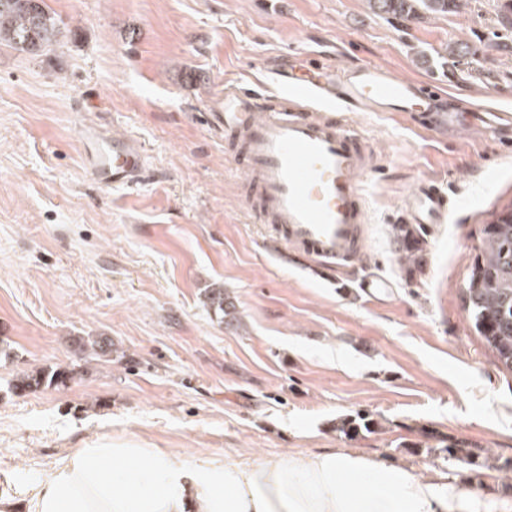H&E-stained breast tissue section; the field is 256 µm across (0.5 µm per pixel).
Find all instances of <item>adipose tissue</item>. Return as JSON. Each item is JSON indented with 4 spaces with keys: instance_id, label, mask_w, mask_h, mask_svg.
<instances>
[{
    "instance_id": "ef3b65f1",
    "label": "adipose tissue",
    "mask_w": 512,
    "mask_h": 512,
    "mask_svg": "<svg viewBox=\"0 0 512 512\" xmlns=\"http://www.w3.org/2000/svg\"><path fill=\"white\" fill-rule=\"evenodd\" d=\"M474 494L428 474L339 449L207 454L193 461L134 436H99L0 512H459Z\"/></svg>"
}]
</instances>
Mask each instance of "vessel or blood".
<instances>
[{
  "label": "vessel or blood",
  "instance_id": "1",
  "mask_svg": "<svg viewBox=\"0 0 512 512\" xmlns=\"http://www.w3.org/2000/svg\"><path fill=\"white\" fill-rule=\"evenodd\" d=\"M279 80L297 95L288 106L225 87L214 108L224 136L240 140L236 165L254 191L259 223L284 243L327 268L345 265L360 249L366 222L360 179L371 147L351 118L355 112H423L433 130L457 129L443 109L441 90L392 76L374 64L326 73L314 64L284 68ZM81 141L91 178L105 187L140 182L144 150L130 136L83 127ZM409 224L452 220L451 201L435 181L419 183L405 198Z\"/></svg>",
  "mask_w": 512,
  "mask_h": 512
}]
</instances>
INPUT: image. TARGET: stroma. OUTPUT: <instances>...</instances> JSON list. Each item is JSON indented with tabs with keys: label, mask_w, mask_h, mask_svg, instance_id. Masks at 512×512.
<instances>
[{
	"label": "stroma",
	"mask_w": 512,
	"mask_h": 512,
	"mask_svg": "<svg viewBox=\"0 0 512 512\" xmlns=\"http://www.w3.org/2000/svg\"><path fill=\"white\" fill-rule=\"evenodd\" d=\"M46 2L61 46H0V494L19 497L109 434L186 461L350 448L470 484L478 512H512V374L462 301L483 227L512 205V144L470 125L474 107L512 109V38L490 46L502 0L413 23L367 0ZM458 40L488 46L480 78L451 67ZM313 59L438 85L467 122L444 139L395 112L358 113L376 157L365 247L330 273L257 223L210 115L226 85L280 95L284 65ZM86 123L141 141L139 185L90 179ZM432 178L449 186L453 220L408 262L392 226ZM375 277L391 283L376 298L363 286ZM218 286L231 315L203 304ZM88 336L110 338L111 358L79 352ZM59 366L66 386L17 389ZM359 412L372 432L345 439L342 419ZM456 441L485 468L450 461Z\"/></svg>",
	"instance_id": "obj_1"
}]
</instances>
